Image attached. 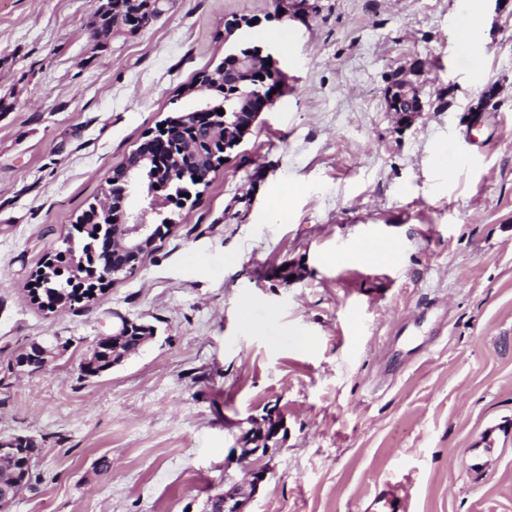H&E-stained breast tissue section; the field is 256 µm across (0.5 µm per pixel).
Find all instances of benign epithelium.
<instances>
[{"mask_svg": "<svg viewBox=\"0 0 512 512\" xmlns=\"http://www.w3.org/2000/svg\"><path fill=\"white\" fill-rule=\"evenodd\" d=\"M227 55L231 62L224 64L219 73L206 72L196 82L185 89L191 95L204 91H221L227 95L231 108L217 103V99L198 97L193 107L182 111L178 120L187 130L186 145L180 152H171L164 161L159 145L173 136L168 127L157 128L144 134L139 146L130 153L123 168L122 186L114 190L108 186L104 194L94 203L95 210L102 213L101 222L96 228V244H92L81 256H73L74 268L89 269L93 272L94 285L89 293L98 292L97 277L104 282H114L133 274L143 256L154 249L163 230L150 220L152 215L161 214L163 205L160 192L169 188L176 178H185L191 171L205 164L213 169L218 161L229 157L231 152L252 130L260 112L274 105L277 94L264 93L260 87L268 79L278 82L281 70L273 56L264 52L259 45L238 42L231 46ZM420 89L405 77L397 78L387 91L388 111L400 118L410 117L421 111L418 106ZM223 113H218V110ZM112 334L98 336L92 344V359H101L109 367L119 365L123 358L117 337L126 335V330L137 321L126 316H118ZM51 351L41 345L19 360L21 371L34 373L42 369ZM284 430L282 418H270L255 423L245 431L241 440L244 443L237 461L243 465L250 478L251 490L255 491L268 474L266 457L280 445L278 439ZM0 454L12 458L20 476L14 485L0 487V512H4L22 490L31 486L33 467L36 464L37 448L25 436H15L8 441H0ZM223 512H245L246 500L236 487L224 492V498L216 501Z\"/></svg>", "mask_w": 512, "mask_h": 512, "instance_id": "1", "label": "benign epithelium"}]
</instances>
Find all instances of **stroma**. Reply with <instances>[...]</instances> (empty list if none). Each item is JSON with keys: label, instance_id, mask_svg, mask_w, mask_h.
I'll use <instances>...</instances> for the list:
<instances>
[{"label": "stroma", "instance_id": "stroma-1", "mask_svg": "<svg viewBox=\"0 0 512 512\" xmlns=\"http://www.w3.org/2000/svg\"><path fill=\"white\" fill-rule=\"evenodd\" d=\"M474 1L485 27L463 47ZM94 24L95 0H0V439L40 450L10 512H203L270 410L288 437L247 512H364L386 483L410 512H512V0H304L284 19L275 0H168L102 50ZM239 38L277 60L275 105L135 273L91 304L32 302L112 171ZM402 70L424 107L400 126ZM121 315L155 339L84 377ZM410 327L427 347L393 372ZM44 342L47 366L20 373Z\"/></svg>", "mask_w": 512, "mask_h": 512}]
</instances>
